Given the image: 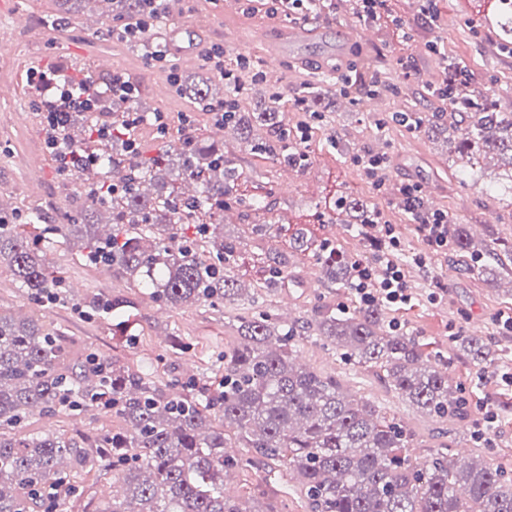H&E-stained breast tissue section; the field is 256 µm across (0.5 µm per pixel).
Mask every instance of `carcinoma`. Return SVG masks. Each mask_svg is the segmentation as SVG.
<instances>
[{"mask_svg": "<svg viewBox=\"0 0 512 512\" xmlns=\"http://www.w3.org/2000/svg\"><path fill=\"white\" fill-rule=\"evenodd\" d=\"M95 0H59L64 18ZM107 17L134 13L139 0H103ZM187 95L220 102L207 76L183 84ZM450 125L425 123V132L448 134L460 152L496 155L512 169V112H498L478 95L460 98ZM258 123L270 136L253 144L277 156L282 141L279 112H237L224 125L247 129ZM64 138L80 156L73 174L95 171L80 185L72 224H45L32 212L0 211V267L36 301H60L64 280L49 270L45 250L51 236L66 232L80 239L85 261L120 270L135 288L175 308L234 302L243 288L234 275L233 242L224 240V197L237 191L239 174L224 153L169 144L143 161L123 150L118 136L96 147L93 126L73 113ZM177 161L178 179L198 187L183 195L163 183L153 196L144 183ZM337 207L369 223L373 208L345 194ZM198 237L182 225L199 217ZM335 284L349 285L345 260L332 265ZM92 312H125L128 301L93 297ZM240 341L217 354L224 376L206 389L196 380L176 379L164 387L149 374L114 363L101 369L95 357L72 351L56 331L34 320L0 313V512H55L60 493L82 494L72 477L90 456L85 446L63 434H27L34 412H87L110 408L128 424L121 433L98 436L93 447L112 462L123 497H112L96 512H278L268 502L259 509L224 494L232 470L288 461L304 492L309 512H512V476L487 463L448 459L434 450L427 465L413 461V434L382 415L367 400L348 399L336 378L298 368L297 338L315 333L325 344L342 346L344 358L376 369L403 399L437 420L464 414L458 388L431 363L414 336L391 331L382 306L362 307L351 316L327 313L310 324L281 323L257 301L236 317ZM473 362L488 360L483 338L458 336ZM237 432L244 454L228 455L225 428Z\"/></svg>", "mask_w": 512, "mask_h": 512, "instance_id": "1", "label": "carcinoma"}]
</instances>
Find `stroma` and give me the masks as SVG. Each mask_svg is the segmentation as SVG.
Returning <instances> with one entry per match:
<instances>
[{"mask_svg":"<svg viewBox=\"0 0 512 512\" xmlns=\"http://www.w3.org/2000/svg\"><path fill=\"white\" fill-rule=\"evenodd\" d=\"M225 2L191 0L186 6L172 0L167 17L150 38L167 42L176 34L181 41H195L200 49L219 43L229 56L249 57L259 76L247 83L240 111H254L272 100L284 125L295 128L304 118L296 110L297 99L310 98L320 84L338 85L340 76L353 67L385 73L395 91L358 100L338 94L320 119L313 121L307 162L293 168V183L286 188L281 181L283 162L252 148L253 141L267 138L265 128L253 127L246 136L228 129L223 138H214L213 123L198 100L173 90L163 98L154 95L152 88L163 81V74L146 66L142 49L113 41L110 19L88 12L64 21L58 15V0H32L27 6L28 27L0 22V83L20 87L13 102L0 103L1 205L23 214L37 209L50 223H63L79 182L57 175L43 147L26 74L46 63L73 73L93 69L98 56L107 53L115 69L140 84L139 108L168 115L166 139H158L151 126L139 129L141 158L156 156L163 143L181 142L184 117L192 115L198 129L196 145L220 149L240 174V193L262 196L272 208L246 215L232 207L224 213V237L237 244L235 272L247 291L235 303L174 308L153 301L143 289L129 287L118 270L88 265L78 252V242L60 234L46 261L69 285L67 302H33L17 288L9 271L1 268L0 312L34 318L59 331L75 350L95 354L105 363L113 361L132 370L157 364L160 382L187 376L205 382L211 374L212 354L236 343L232 322L247 307L250 294H257L267 311L288 323L311 322L327 311L351 314L358 310L350 289L330 285L329 268L317 250L328 241L350 259L368 260L374 254L353 217L337 210L340 195L350 193L384 209L400 226L406 254L424 251L421 236L405 223L394 194L376 195L352 163L355 154L380 153L389 159L391 182L410 180L428 186L434 194L430 208L447 212L450 227L467 228L476 248L472 254L452 251L434 256L424 272L410 269L411 303L386 314L387 320L400 323L402 332L416 336L426 353L447 364L449 381L466 401V415L436 421L399 398L373 370L346 361L339 350L311 337L299 340L297 360L308 369L336 377L344 393L369 400L411 429L418 440V461H426L431 450L443 446L449 458H482L512 474V389L500 383L504 362L512 360V342L498 336L495 325L499 314L512 313V279L482 282L475 275L490 253L512 248V171L495 156L473 159L450 150L445 139L409 131L393 120L399 109L420 117L447 111L448 101L438 98L432 84L445 57L465 65L474 86L492 94L497 109L512 112V54L495 53V33L480 21L484 12H497L496 0H439L434 18L422 11L423 0H401L402 29H376L369 41L361 38L365 26L356 18L352 0H337L324 21L329 26L328 41L343 44L341 57L326 56L324 46L316 44L300 55L283 54L274 63L259 30L265 13L239 9L228 15ZM404 58L412 65V77L401 73L399 62ZM272 63L280 72L275 84L265 75ZM275 260L284 262L287 277L272 288L268 266ZM437 283L443 285L444 297L432 304L427 295ZM98 294L123 296L132 305L119 318L90 314L83 303ZM469 334L485 337L495 359L475 365L454 342L455 337ZM176 335L191 338L193 348L183 353L173 350L171 339ZM489 410L498 420L485 438H477V423ZM126 428L112 410L96 409L77 420L63 413H37L26 430L80 440ZM76 479L84 488L83 500L63 504L59 512H86L111 498L112 477L97 463H90Z\"/></svg>","mask_w":512,"mask_h":512,"instance_id":"1","label":"stroma"}]
</instances>
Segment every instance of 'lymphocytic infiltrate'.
Instances as JSON below:
<instances>
[{"label": "lymphocytic infiltrate", "mask_w": 512, "mask_h": 512, "mask_svg": "<svg viewBox=\"0 0 512 512\" xmlns=\"http://www.w3.org/2000/svg\"><path fill=\"white\" fill-rule=\"evenodd\" d=\"M168 2L141 0V7L135 14L113 20V39L122 43H146L148 33L167 13ZM225 56L223 45L215 44L210 46L204 57L208 68L224 78L232 89L224 102L206 107L212 121L217 123L237 111L239 97L249 75L244 68L237 71L228 69ZM27 83L34 91L33 101L37 106L44 143L54 158L59 174H70L78 161L77 155L65 144L61 135L74 112H102L110 105L119 107L122 112L120 125L107 121L100 123L95 128V134L100 139L121 135L127 150L139 149L136 133L145 118L132 107L140 89L129 74L122 71L112 73L107 82L109 96L105 99L92 91L83 80L63 76L60 69L49 64L30 71ZM397 191L402 197L404 215L414 224L426 249L405 255L397 225L392 223L384 210H374L373 218L364 230L378 251L376 261L372 264L356 261L351 265L350 287L359 304L365 307L379 304L392 309L410 302L411 296L406 288L407 266L427 268L429 255L447 253L450 245L447 213L423 207L417 183H402Z\"/></svg>", "instance_id": "1"}]
</instances>
